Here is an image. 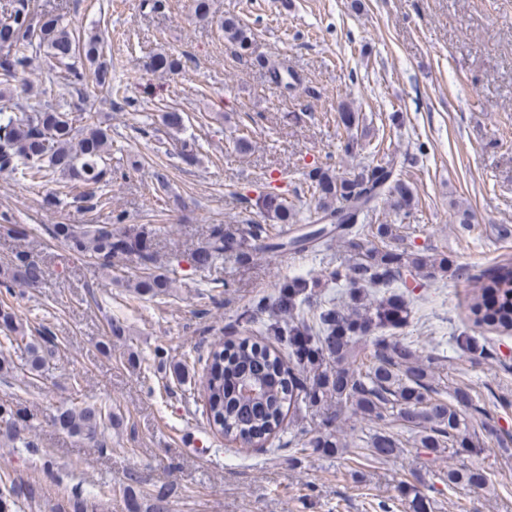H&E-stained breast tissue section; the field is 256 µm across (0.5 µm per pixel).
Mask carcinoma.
<instances>
[{"label":"carcinoma","instance_id":"cac0c4a2","mask_svg":"<svg viewBox=\"0 0 512 512\" xmlns=\"http://www.w3.org/2000/svg\"><path fill=\"white\" fill-rule=\"evenodd\" d=\"M0 45L9 47L0 55V174L19 175L24 180L55 184L42 198V206L51 210L60 197L70 196L87 210H109L105 224L80 227L76 224H54L51 237L69 251L89 257L104 269L113 259L134 256L139 269L155 266L157 257L147 246L145 231L120 230L125 215L110 209V198L100 192L107 174V160L112 150V129L101 123L78 124L69 113L40 101L28 105L21 118L15 112L19 103L5 97L11 89L36 98L30 92L29 72L40 66L56 78L58 95L81 94L88 83L112 94V65L105 58L99 38L84 39L74 35L60 14L40 12L35 0H5L0 6ZM251 29L239 20L224 21V39L244 50ZM150 66L154 71L172 73L181 69V59L157 52ZM394 158L371 160L358 171L339 173L330 168L315 167L308 173L310 188L316 201L313 224L327 220L336 225V234L344 247L355 255V261L328 272L331 281L350 288L352 304L341 309L329 300L313 301L315 277L299 276L286 281L278 295L270 301L261 297L253 301L239 316L243 330L251 331L257 314H268L259 322V333L271 336L279 344L273 348L254 338L219 339L204 361L200 387L206 405L207 419L217 432L244 445L258 443L275 433L285 417L284 408L315 407L322 410L323 430L308 440L312 448L324 453H340L334 441L339 419L345 408L375 425L367 447L378 459L395 457L400 442L386 430L393 419H400L416 433L420 447L439 455L445 449L459 456L481 451L469 432L467 409L472 406L468 389L457 387L452 402L442 399L436 387L432 362L416 354L413 344L390 336H375L370 347L356 349V344L376 329L397 327L409 316L408 306L390 293L365 303L360 297L364 288H394L402 270L414 271L428 278L456 270L448 256L399 252L386 246L397 237L391 224H372L370 215L378 201L388 197L394 205L408 208L412 190L396 173ZM257 204L282 229L273 234L269 225L252 223L236 235L224 232V225L213 226L209 239L194 252V262L201 268L211 266L230 253L241 260L253 251L304 252L312 243L327 235L322 227L300 236H285L290 224L299 223L298 212L276 194L258 196ZM383 247H366L368 237ZM45 274L43 267L28 257L18 259L3 273L0 286L11 291L16 285L34 287L35 274ZM471 286L469 309L474 323L512 331V262L506 260L477 273H463ZM129 287L139 296L158 295L169 287L162 274L140 276ZM0 323L10 346L25 354V365L39 371L45 367L52 350L47 347L52 330L44 326L30 336L13 307L0 304ZM456 349L464 354L489 355V350L474 336H458ZM292 365H287V362ZM260 386V394L245 400L240 394L244 381ZM112 413L96 405L62 409L55 424L71 435L85 440L97 438L100 423ZM22 429L13 411L0 406V437L20 439ZM448 488L459 485L481 487L487 473L474 467L450 468L443 477ZM0 512H22L23 503L36 495L32 485L25 489L10 485L0 491ZM68 512H86L87 497L79 487L67 495Z\"/></svg>","mask_w":512,"mask_h":512}]
</instances>
